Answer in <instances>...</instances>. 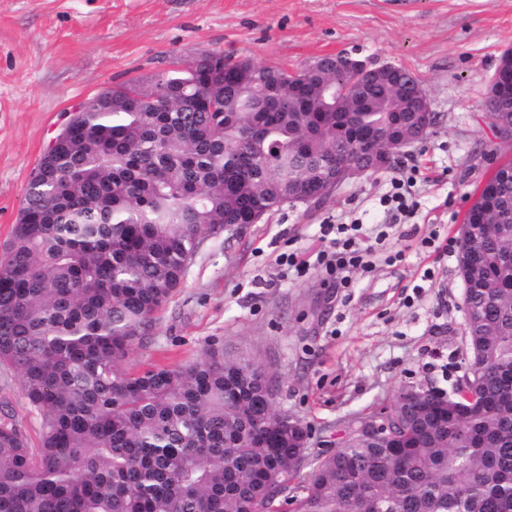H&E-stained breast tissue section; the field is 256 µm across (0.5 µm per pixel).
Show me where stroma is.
<instances>
[{"instance_id":"35a3bbf8","label":"stroma","mask_w":512,"mask_h":512,"mask_svg":"<svg viewBox=\"0 0 512 512\" xmlns=\"http://www.w3.org/2000/svg\"><path fill=\"white\" fill-rule=\"evenodd\" d=\"M510 47L512 0H0V253L72 107L115 83H152L201 50L291 67L346 52L409 69L437 116L428 138L393 172L205 237L127 361L175 366L218 343L272 376L276 410L314 433L310 454L334 452L349 419L404 384L447 390L464 372L460 226L492 157L512 158L485 110ZM412 163L413 209L391 214L381 201ZM325 224L364 227L371 266L350 287L315 263ZM291 253L306 273L280 264ZM1 410L39 447L18 375L0 366Z\"/></svg>"}]
</instances>
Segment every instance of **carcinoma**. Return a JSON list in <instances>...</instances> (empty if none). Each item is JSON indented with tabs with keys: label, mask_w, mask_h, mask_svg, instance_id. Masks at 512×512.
<instances>
[{
	"label": "carcinoma",
	"mask_w": 512,
	"mask_h": 512,
	"mask_svg": "<svg viewBox=\"0 0 512 512\" xmlns=\"http://www.w3.org/2000/svg\"><path fill=\"white\" fill-rule=\"evenodd\" d=\"M324 57L289 70L201 51L145 86L84 102L25 192L0 260V365L42 431L0 417V512H512V160L462 226L477 251L469 361L447 400L396 401L394 436L311 456L267 374L206 345L127 367L206 235L261 222L290 195H330L341 161L406 133L422 91ZM512 123V100L488 113Z\"/></svg>",
	"instance_id": "cac0c4a2"
}]
</instances>
